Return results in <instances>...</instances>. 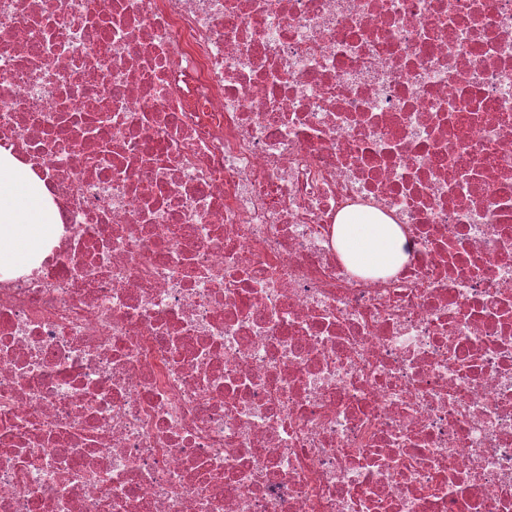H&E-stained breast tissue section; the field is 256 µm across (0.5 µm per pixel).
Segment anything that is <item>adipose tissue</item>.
<instances>
[{
  "instance_id": "obj_1",
  "label": "adipose tissue",
  "mask_w": 512,
  "mask_h": 512,
  "mask_svg": "<svg viewBox=\"0 0 512 512\" xmlns=\"http://www.w3.org/2000/svg\"><path fill=\"white\" fill-rule=\"evenodd\" d=\"M59 215L45 200L42 181L8 151H0V272L41 254L55 236ZM336 248L356 273L380 277L406 260V237L388 218L351 213L338 218Z\"/></svg>"
}]
</instances>
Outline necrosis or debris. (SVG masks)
<instances>
[{
  "mask_svg": "<svg viewBox=\"0 0 512 512\" xmlns=\"http://www.w3.org/2000/svg\"><path fill=\"white\" fill-rule=\"evenodd\" d=\"M0 148V512H512V0H0ZM59 215L45 200L42 181L9 151H0V272L43 253ZM336 248L356 273L380 277L393 273L407 259L406 237L399 224L369 214L340 216L336 224Z\"/></svg>",
  "mask_w": 512,
  "mask_h": 512,
  "instance_id": "4bbe7bcc",
  "label": "necrosis or debris"
}]
</instances>
